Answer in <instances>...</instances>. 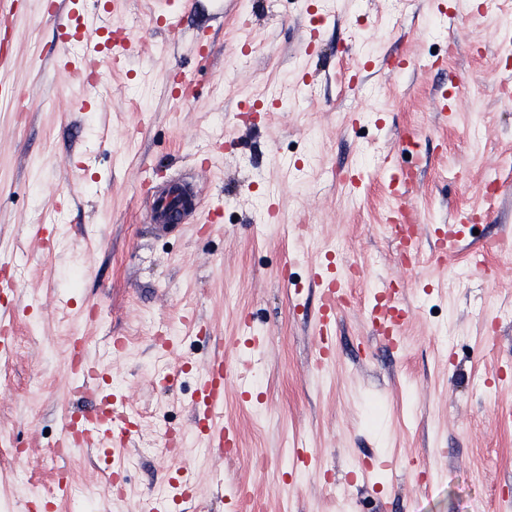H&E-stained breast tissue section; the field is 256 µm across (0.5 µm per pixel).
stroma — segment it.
<instances>
[{
	"mask_svg": "<svg viewBox=\"0 0 512 512\" xmlns=\"http://www.w3.org/2000/svg\"><path fill=\"white\" fill-rule=\"evenodd\" d=\"M48 2L0 0L17 31L0 69V268L15 285L0 290L14 314L0 440L26 450L19 464L0 455V512H25L26 483L53 512H139L177 501L182 469L197 494L176 512H512V252L467 237L451 264L431 260L435 227L484 210L490 179L498 212L479 229L512 236V0H198L186 14L171 0L175 38L151 21L155 0H74L70 18L122 23L136 44L91 85L56 66L84 48L57 49ZM311 33L315 50L299 52ZM447 96L467 104L442 115ZM66 97L92 106L66 111ZM411 133L408 204L424 231L405 264L382 230L395 206L383 161ZM202 163L201 211L165 233L147 223L141 186ZM350 169L354 193L336 179ZM328 254L360 274L320 370L309 274ZM384 281L406 310L396 348L364 317ZM75 336L150 429L63 459L52 445L76 407ZM218 348L242 367L218 417L238 435L227 455L193 425ZM116 467L120 495L106 484ZM218 476L232 505L212 497Z\"/></svg>",
	"mask_w": 512,
	"mask_h": 512,
	"instance_id": "obj_1",
	"label": "stroma"
}]
</instances>
